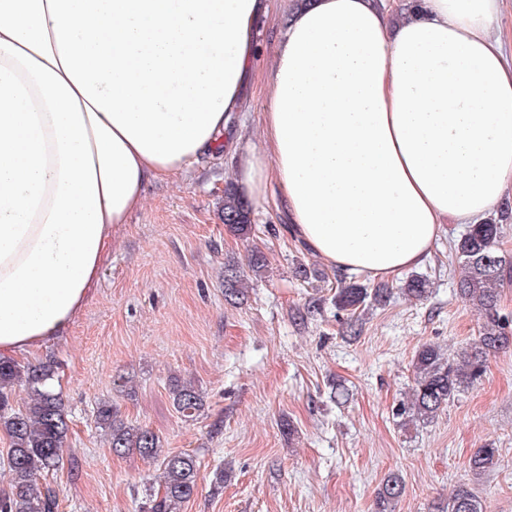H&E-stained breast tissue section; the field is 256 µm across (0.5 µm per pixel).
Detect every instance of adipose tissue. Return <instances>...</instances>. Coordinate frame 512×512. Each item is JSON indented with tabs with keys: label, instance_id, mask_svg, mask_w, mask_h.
<instances>
[{
	"label": "adipose tissue",
	"instance_id": "adipose-tissue-1",
	"mask_svg": "<svg viewBox=\"0 0 512 512\" xmlns=\"http://www.w3.org/2000/svg\"><path fill=\"white\" fill-rule=\"evenodd\" d=\"M501 0H310L278 42L236 179L342 273L423 265L512 194ZM269 0H0V358L62 335L147 179L244 106Z\"/></svg>",
	"mask_w": 512,
	"mask_h": 512
}]
</instances>
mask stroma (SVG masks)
Instances as JSON below:
<instances>
[{
  "label": "stroma",
  "instance_id": "obj_1",
  "mask_svg": "<svg viewBox=\"0 0 512 512\" xmlns=\"http://www.w3.org/2000/svg\"><path fill=\"white\" fill-rule=\"evenodd\" d=\"M292 5L271 0L259 31L256 85L232 122L236 150L150 181L85 307L64 336L25 356L57 363L54 386L72 421L62 466L42 476L59 512H138L162 490L159 462L112 452L95 422L101 400L154 431L164 451L196 455L199 490L179 512H374L393 472L405 485L395 512H435L461 483L485 512H512V351L489 356L482 380L435 419L405 426L392 415L412 388L421 345L453 356L479 335L482 315L456 294L452 246L465 225H443L414 269L432 281V295L408 298L390 279V300L359 311L352 339L332 302L340 272L292 238L273 200L253 206L249 238L224 227V189L240 154L261 145L263 86ZM255 246L269 267L249 275L242 304H228L224 268L247 272ZM302 267L318 278L300 277ZM177 380L204 395L196 420L172 405ZM489 442L498 464L474 477L468 460ZM222 469L228 478L212 492Z\"/></svg>",
  "mask_w": 512,
  "mask_h": 512
}]
</instances>
